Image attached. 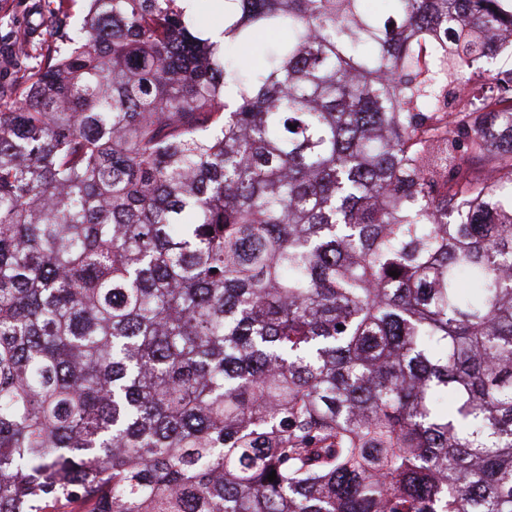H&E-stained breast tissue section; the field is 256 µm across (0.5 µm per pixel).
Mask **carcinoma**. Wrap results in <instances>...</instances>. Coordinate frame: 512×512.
I'll list each match as a JSON object with an SVG mask.
<instances>
[{
	"instance_id": "carcinoma-1",
	"label": "carcinoma",
	"mask_w": 512,
	"mask_h": 512,
	"mask_svg": "<svg viewBox=\"0 0 512 512\" xmlns=\"http://www.w3.org/2000/svg\"><path fill=\"white\" fill-rule=\"evenodd\" d=\"M74 2L0 84V512H512V4Z\"/></svg>"
}]
</instances>
